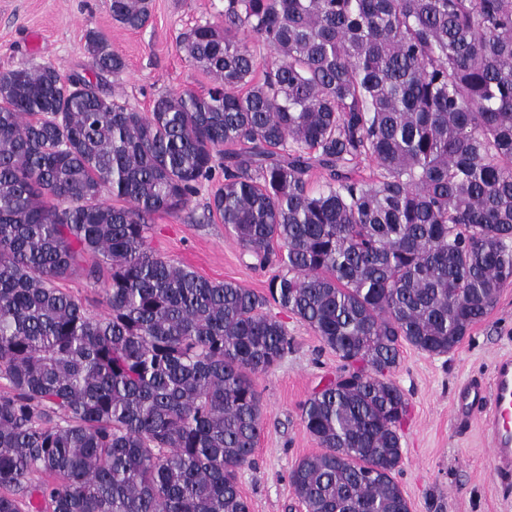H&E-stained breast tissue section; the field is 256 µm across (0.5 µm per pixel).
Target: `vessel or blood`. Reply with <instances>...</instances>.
<instances>
[{"label": "vessel or blood", "mask_w": 512, "mask_h": 512, "mask_svg": "<svg viewBox=\"0 0 512 512\" xmlns=\"http://www.w3.org/2000/svg\"><path fill=\"white\" fill-rule=\"evenodd\" d=\"M456 405L462 414L476 405L483 408L492 468L499 475H512V356L500 357L495 362L490 386H464Z\"/></svg>", "instance_id": "b4317fda"}]
</instances>
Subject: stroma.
<instances>
[{
	"label": "stroma",
	"mask_w": 512,
	"mask_h": 512,
	"mask_svg": "<svg viewBox=\"0 0 512 512\" xmlns=\"http://www.w3.org/2000/svg\"><path fill=\"white\" fill-rule=\"evenodd\" d=\"M223 12L224 0H153L149 23L132 30L113 20L110 0H0V71L46 64L65 75L93 77L86 35L99 31L126 62L120 75L107 77L105 93L146 113L159 93L209 88L211 76L179 49L178 38L196 25L221 22ZM210 193L202 187L179 214H155L150 248L209 280L267 294L281 267L255 266L243 254L220 219L209 216ZM59 286L92 317L106 315L103 283L78 271ZM268 311L285 324L293 345L274 369L254 378L263 430L252 464L238 472L239 488L250 512H304L290 476L319 447L305 429L301 407L335 377L340 361L299 319L274 305ZM506 353H512V286L502 289L489 315L454 352L431 356L403 347L391 378L408 398L410 413L394 477L410 512H512V480L491 469L481 410L463 420L454 414L458 388L471 380L490 385L492 367Z\"/></svg>",
	"instance_id": "35a3bbf8"
}]
</instances>
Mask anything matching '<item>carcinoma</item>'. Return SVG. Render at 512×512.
<instances>
[{"instance_id": "obj_1", "label": "carcinoma", "mask_w": 512, "mask_h": 512, "mask_svg": "<svg viewBox=\"0 0 512 512\" xmlns=\"http://www.w3.org/2000/svg\"><path fill=\"white\" fill-rule=\"evenodd\" d=\"M110 10L137 29L151 0ZM179 47L213 86L147 114L104 94L125 61L99 32L94 81L0 72V512H249L253 376L291 347L271 301L341 362L302 408L305 512H409L388 374L405 344L454 350L512 284V0H224ZM218 166L209 212L287 269L267 297L148 246ZM85 254L100 319L56 287Z\"/></svg>"}]
</instances>
